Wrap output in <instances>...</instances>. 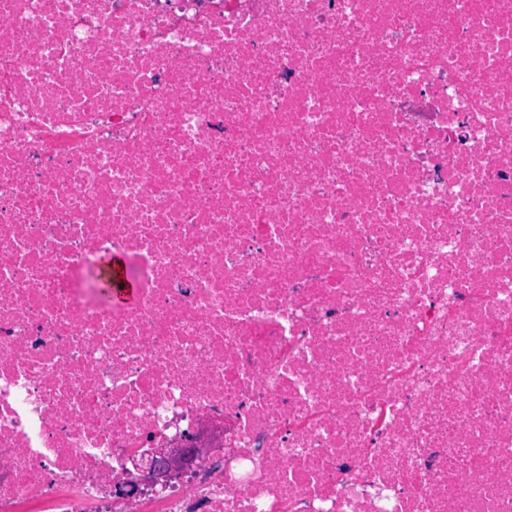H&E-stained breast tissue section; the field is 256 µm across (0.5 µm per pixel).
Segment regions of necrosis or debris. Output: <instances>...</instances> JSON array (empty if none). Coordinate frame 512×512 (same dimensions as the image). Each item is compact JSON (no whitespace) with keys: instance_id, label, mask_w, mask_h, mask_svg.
Instances as JSON below:
<instances>
[{"instance_id":"obj_1","label":"necrosis or debris","mask_w":512,"mask_h":512,"mask_svg":"<svg viewBox=\"0 0 512 512\" xmlns=\"http://www.w3.org/2000/svg\"><path fill=\"white\" fill-rule=\"evenodd\" d=\"M0 512H512V0H0ZM185 448H159L162 460L160 463L152 458L137 461L134 459V465L137 471L152 472V475L158 477H168L179 474L186 470L188 459L185 456Z\"/></svg>"}]
</instances>
